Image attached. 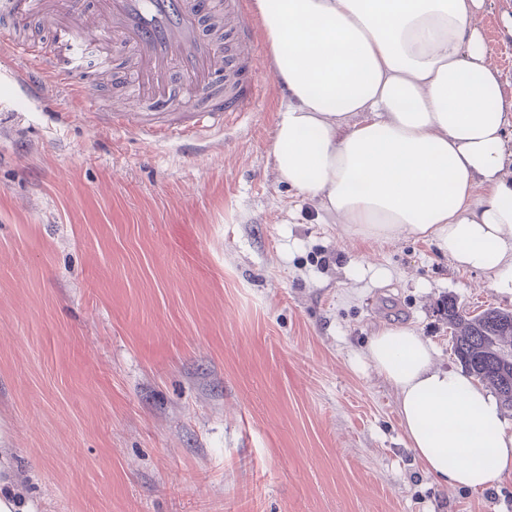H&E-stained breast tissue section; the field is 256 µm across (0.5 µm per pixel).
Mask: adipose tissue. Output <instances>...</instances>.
Segmentation results:
<instances>
[{"label":"adipose tissue","mask_w":512,"mask_h":512,"mask_svg":"<svg viewBox=\"0 0 512 512\" xmlns=\"http://www.w3.org/2000/svg\"><path fill=\"white\" fill-rule=\"evenodd\" d=\"M487 0H254L285 100L271 146L280 182L343 234L433 241L512 297V97L477 17ZM425 473L469 490L512 478L498 400L437 367L409 327L370 337Z\"/></svg>","instance_id":"adipose-tissue-1"}]
</instances>
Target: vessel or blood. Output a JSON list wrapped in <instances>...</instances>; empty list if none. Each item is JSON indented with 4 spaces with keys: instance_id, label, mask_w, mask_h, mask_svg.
Segmentation results:
<instances>
[{
    "instance_id": "vessel-or-blood-1",
    "label": "vessel or blood",
    "mask_w": 512,
    "mask_h": 512,
    "mask_svg": "<svg viewBox=\"0 0 512 512\" xmlns=\"http://www.w3.org/2000/svg\"><path fill=\"white\" fill-rule=\"evenodd\" d=\"M0 16L41 17L49 22L46 41H19L10 26L0 28V45L24 59L23 76L31 96L50 83L69 86L74 104H83L95 75L109 67L112 50L103 34L111 32L129 53L127 74H114L115 85L133 82L135 112H109L112 129L131 130L142 139L173 140L194 152L202 135L224 129V118L244 111L231 91L234 76L206 30L215 22L238 29L242 47L251 37L244 29L242 0H95L94 12L66 10L58 0H0ZM197 98L190 110L170 108L174 79Z\"/></svg>"
}]
</instances>
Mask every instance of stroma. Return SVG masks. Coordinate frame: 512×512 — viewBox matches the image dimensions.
<instances>
[{"label": "stroma", "mask_w": 512, "mask_h": 512, "mask_svg": "<svg viewBox=\"0 0 512 512\" xmlns=\"http://www.w3.org/2000/svg\"><path fill=\"white\" fill-rule=\"evenodd\" d=\"M512 0L479 16L512 95ZM194 154L28 98L0 50V448L34 512H512V481L444 486L415 460L366 345L386 325L458 368L438 305L512 312L434 243L363 241L278 181L282 91Z\"/></svg>", "instance_id": "obj_1"}]
</instances>
